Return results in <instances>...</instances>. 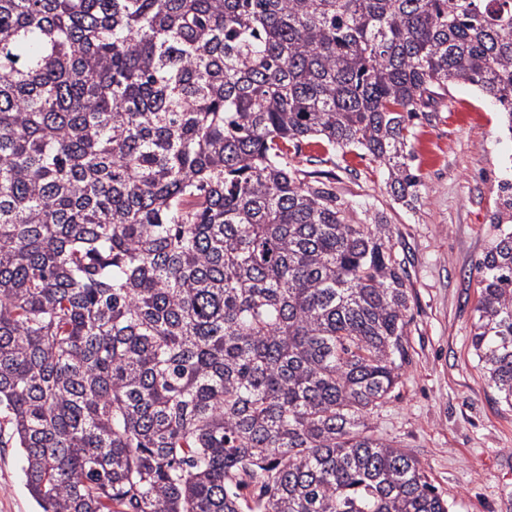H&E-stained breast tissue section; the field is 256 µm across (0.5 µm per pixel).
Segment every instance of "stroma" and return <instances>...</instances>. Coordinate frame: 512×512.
<instances>
[{
    "label": "stroma",
    "mask_w": 512,
    "mask_h": 512,
    "mask_svg": "<svg viewBox=\"0 0 512 512\" xmlns=\"http://www.w3.org/2000/svg\"><path fill=\"white\" fill-rule=\"evenodd\" d=\"M430 112L411 140L421 177L412 204L393 200L363 153L328 159L309 144L295 163L334 174L337 196L363 222L390 224L407 258L409 362L390 402L371 411L372 430L419 459L449 512H512V408L498 402L470 349L475 266L499 233L512 137L489 98L467 84L450 86ZM0 512H37L16 448L0 447Z\"/></svg>",
    "instance_id": "stroma-1"
}]
</instances>
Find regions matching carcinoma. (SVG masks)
I'll return each mask as SVG.
<instances>
[{
  "label": "carcinoma",
  "instance_id": "cac0c4a2",
  "mask_svg": "<svg viewBox=\"0 0 512 512\" xmlns=\"http://www.w3.org/2000/svg\"><path fill=\"white\" fill-rule=\"evenodd\" d=\"M458 82L512 134V0H0V433L41 512H449L367 423L406 258L293 161L405 203ZM476 270L512 408V227Z\"/></svg>",
  "mask_w": 512,
  "mask_h": 512
}]
</instances>
